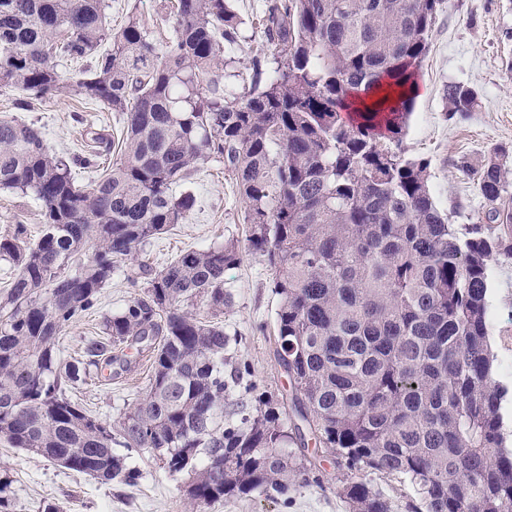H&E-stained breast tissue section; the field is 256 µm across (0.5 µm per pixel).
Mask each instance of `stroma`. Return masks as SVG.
I'll use <instances>...</instances> for the list:
<instances>
[{
  "instance_id": "obj_1",
  "label": "stroma",
  "mask_w": 512,
  "mask_h": 512,
  "mask_svg": "<svg viewBox=\"0 0 512 512\" xmlns=\"http://www.w3.org/2000/svg\"><path fill=\"white\" fill-rule=\"evenodd\" d=\"M107 2V21L112 27H120L128 13L136 11L157 43L170 38L173 21L167 0ZM266 5L267 0H235L243 24L237 44L224 48L225 56L235 59L233 73L225 82L235 88L251 80L253 56L270 59L277 54L261 27ZM91 65L88 59L64 65L69 89L52 99L0 86V116L41 127L53 155L69 158L102 151L94 135L118 142L123 116L84 102L76 93L83 70ZM417 80L419 92L401 150L405 157L427 162L432 193L449 223L487 224L488 210L469 164L494 147L512 154V0H443ZM451 82L476 92L478 105L473 112L463 117L450 114L444 90ZM22 98L27 105L20 109L16 102ZM173 192L192 195L193 208L182 223L141 247L139 259L158 270L185 250L237 241L241 262L224 275V286L232 295L221 319L230 338L226 356L229 361L250 365L251 380L259 391L277 397L288 394V378L275 355L278 297L272 288L273 272L265 258L248 246L245 204L225 173L223 161L216 158L198 165L174 185ZM44 212L45 204L35 194L0 189V237L13 234L20 226L26 241H37L44 228ZM143 295V288L132 287L125 273L115 274L101 290L94 310L60 337L62 360L79 358L86 339L99 333L105 318ZM487 301L496 356L494 376L508 389L501 403L504 430L512 435V372L506 368L507 359L512 358V254L491 256ZM126 354L130 371H121L115 364L71 390L72 401L88 415L118 421L144 395L151 377V354L133 348ZM307 458L320 476L319 483L298 487L284 500L254 495L219 501L208 512H349L340 491L360 479L389 499L392 512H408L413 491L407 480L349 470L314 446L308 448ZM130 463L139 472L135 484H104L0 442V475L12 481L14 512H45L50 504L61 512H191L182 481L161 468L150 452L132 454Z\"/></svg>"
}]
</instances>
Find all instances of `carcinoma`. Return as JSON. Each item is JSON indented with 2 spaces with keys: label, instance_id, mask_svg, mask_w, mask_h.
Returning <instances> with one entry per match:
<instances>
[{
  "label": "carcinoma",
  "instance_id": "cac0c4a2",
  "mask_svg": "<svg viewBox=\"0 0 512 512\" xmlns=\"http://www.w3.org/2000/svg\"><path fill=\"white\" fill-rule=\"evenodd\" d=\"M440 3L269 0L262 27L277 56L266 74L255 57L238 93L224 83V43L242 25L230 0H176L162 49L139 14L108 25L105 0H0V85L55 98L68 88L58 62L93 58L76 92L124 121L110 170L82 186L72 168L97 156L57 157L40 127L0 118V188L31 190L46 207L36 243L21 227L0 239V258L17 267L0 298V438L125 485L138 478L131 453L149 450L186 479L192 512H206L319 481L289 450L308 432L350 470L404 477L412 512H512L487 307L488 261L512 253L508 153L466 163L491 224L462 231L437 209L427 163L396 151L418 95L408 63L426 57ZM383 84L394 105H359ZM444 97L454 114L478 105L461 83ZM211 158L224 160L247 204L249 247L274 272L286 411L261 393L237 418L224 414L237 389L255 390L248 364L224 373L229 339L217 318L231 303L224 273L240 262L233 241L159 270L139 263L128 280H145V297L106 318L83 359L58 355V336L137 246L192 209L171 187ZM84 249L90 259L74 265ZM199 304L207 315L192 311ZM149 339L148 389L118 423L71 401L90 368ZM343 495L351 512H391L363 481Z\"/></svg>",
  "mask_w": 512,
  "mask_h": 512
}]
</instances>
